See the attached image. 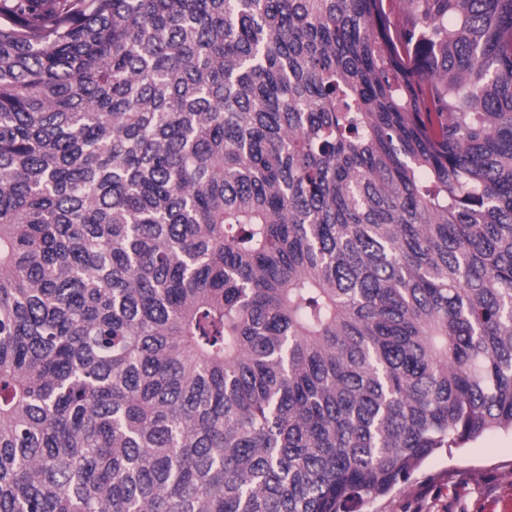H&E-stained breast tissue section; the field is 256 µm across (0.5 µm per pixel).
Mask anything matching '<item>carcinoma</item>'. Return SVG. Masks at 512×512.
I'll list each match as a JSON object with an SVG mask.
<instances>
[{"label": "carcinoma", "instance_id": "obj_1", "mask_svg": "<svg viewBox=\"0 0 512 512\" xmlns=\"http://www.w3.org/2000/svg\"><path fill=\"white\" fill-rule=\"evenodd\" d=\"M494 431L512 0H0V512H358Z\"/></svg>", "mask_w": 512, "mask_h": 512}]
</instances>
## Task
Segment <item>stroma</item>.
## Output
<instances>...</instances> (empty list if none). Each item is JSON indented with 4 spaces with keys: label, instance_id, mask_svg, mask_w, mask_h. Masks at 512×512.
Wrapping results in <instances>:
<instances>
[{
    "label": "stroma",
    "instance_id": "stroma-1",
    "mask_svg": "<svg viewBox=\"0 0 512 512\" xmlns=\"http://www.w3.org/2000/svg\"><path fill=\"white\" fill-rule=\"evenodd\" d=\"M360 512H512V434L430 457L409 482L364 501Z\"/></svg>",
    "mask_w": 512,
    "mask_h": 512
}]
</instances>
